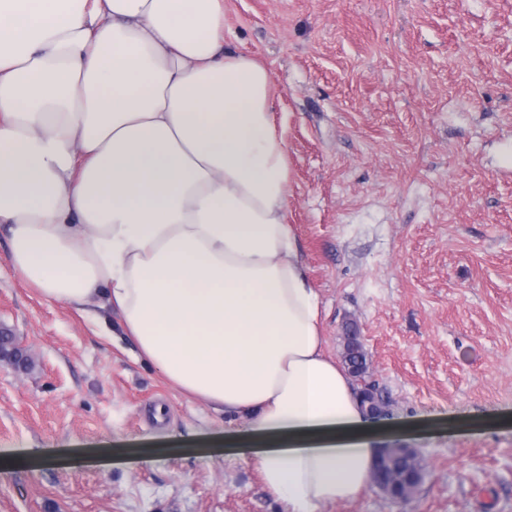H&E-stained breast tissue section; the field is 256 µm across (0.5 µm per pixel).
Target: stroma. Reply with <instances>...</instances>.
<instances>
[{
    "instance_id": "stroma-1",
    "label": "stroma",
    "mask_w": 512,
    "mask_h": 512,
    "mask_svg": "<svg viewBox=\"0 0 512 512\" xmlns=\"http://www.w3.org/2000/svg\"><path fill=\"white\" fill-rule=\"evenodd\" d=\"M269 72L286 221L326 351L356 326L412 448L408 501L321 512H512V0H224ZM0 224V512H283L241 423L138 360L108 310L47 302Z\"/></svg>"
}]
</instances>
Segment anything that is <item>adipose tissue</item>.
I'll list each match as a JSON object with an SVG mask.
<instances>
[{"instance_id": "obj_1", "label": "adipose tissue", "mask_w": 512, "mask_h": 512, "mask_svg": "<svg viewBox=\"0 0 512 512\" xmlns=\"http://www.w3.org/2000/svg\"><path fill=\"white\" fill-rule=\"evenodd\" d=\"M266 66L224 0H0V223L44 298L114 311L174 387L242 417L286 512L354 499L379 450L325 350L286 222Z\"/></svg>"}]
</instances>
